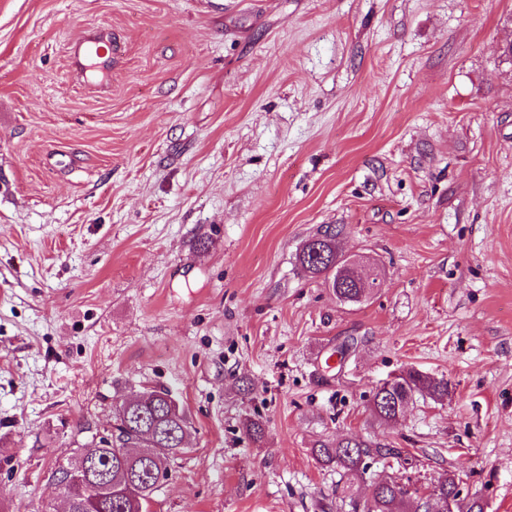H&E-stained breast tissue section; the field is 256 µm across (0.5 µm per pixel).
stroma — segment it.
I'll return each mask as SVG.
<instances>
[{"label": "stroma", "instance_id": "obj_1", "mask_svg": "<svg viewBox=\"0 0 512 512\" xmlns=\"http://www.w3.org/2000/svg\"><path fill=\"white\" fill-rule=\"evenodd\" d=\"M510 42L512 0H0V512H59L144 388L191 422L152 512H336V437L512 512ZM327 224L360 304L296 263ZM411 367L447 399L378 422ZM101 46L99 42L90 37H84L75 47V64L79 71L91 82L99 80L103 73L99 68V62L91 63L93 58L100 59ZM66 470L67 475L64 482L61 483V488L68 492L73 491L78 487L84 488L93 482L104 484L108 480L106 477L107 471L100 469L97 463L91 464L87 462L78 469L69 467Z\"/></svg>", "mask_w": 512, "mask_h": 512}]
</instances>
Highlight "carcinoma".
I'll return each mask as SVG.
<instances>
[{"label":"carcinoma","mask_w":512,"mask_h":512,"mask_svg":"<svg viewBox=\"0 0 512 512\" xmlns=\"http://www.w3.org/2000/svg\"><path fill=\"white\" fill-rule=\"evenodd\" d=\"M343 228L329 224L308 238L297 254L301 270L311 278H322L333 286L336 298L343 303L361 302L360 279L348 277L337 287L336 250ZM428 394L441 400L448 396V381L431 377L416 369L401 372L398 380L376 388L371 411L381 423H391L404 413L409 401ZM190 421L183 407L166 389H145L130 395L115 410L112 439L101 440L98 464L108 470L112 488L105 494L102 506L95 499L100 493L84 494L76 512H150L158 491L152 473L168 471L169 464L186 451ZM131 448H151L152 458L142 460L131 456ZM316 461L334 468L341 479L349 481L367 473L370 461L398 458L402 450L381 442L342 438L320 441L311 448ZM376 487L373 512H407L408 489L395 477L380 474L373 478ZM457 486L452 475L438 477L424 496L422 512L448 508V489Z\"/></svg>","instance_id":"carcinoma-1"}]
</instances>
